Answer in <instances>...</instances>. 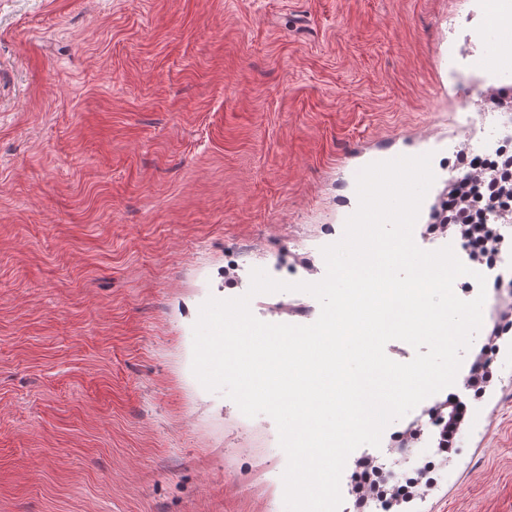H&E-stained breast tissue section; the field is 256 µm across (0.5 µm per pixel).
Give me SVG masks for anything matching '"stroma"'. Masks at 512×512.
Wrapping results in <instances>:
<instances>
[{
	"instance_id": "stroma-1",
	"label": "stroma",
	"mask_w": 512,
	"mask_h": 512,
	"mask_svg": "<svg viewBox=\"0 0 512 512\" xmlns=\"http://www.w3.org/2000/svg\"><path fill=\"white\" fill-rule=\"evenodd\" d=\"M488 3L0 0V512H285L274 420L192 372L199 308L245 294L255 268L321 280L366 165L482 145L503 102L460 89L486 68L512 82ZM453 185L426 195L421 249L459 235ZM250 308L320 313L287 291ZM451 394L454 452L433 432L408 461L360 446L349 512H377L350 481L364 458L399 475L438 461L394 512H512V333L484 319L454 384L392 430Z\"/></svg>"
}]
</instances>
